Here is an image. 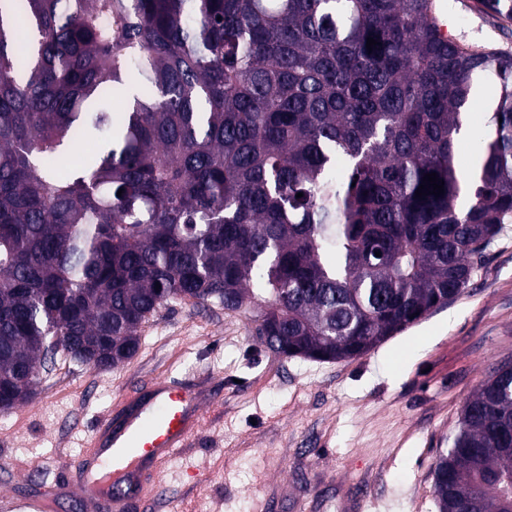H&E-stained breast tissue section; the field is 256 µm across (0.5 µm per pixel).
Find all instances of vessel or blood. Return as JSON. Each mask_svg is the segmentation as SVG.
<instances>
[{
  "label": "vessel or blood",
  "mask_w": 512,
  "mask_h": 512,
  "mask_svg": "<svg viewBox=\"0 0 512 512\" xmlns=\"http://www.w3.org/2000/svg\"><path fill=\"white\" fill-rule=\"evenodd\" d=\"M205 401L202 392L184 380L155 379L149 394L132 399L99 422L93 443L96 460L83 464L82 470L88 473L95 463L107 464L114 475L111 489L83 480L69 485L67 497L80 502L85 512H126L124 484L161 494L152 469L187 446L200 427ZM57 507L52 496L0 495V512H56Z\"/></svg>",
  "instance_id": "b4317fda"
}]
</instances>
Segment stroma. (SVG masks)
Masks as SVG:
<instances>
[{
    "instance_id": "obj_1",
    "label": "stroma",
    "mask_w": 512,
    "mask_h": 512,
    "mask_svg": "<svg viewBox=\"0 0 512 512\" xmlns=\"http://www.w3.org/2000/svg\"><path fill=\"white\" fill-rule=\"evenodd\" d=\"M450 35L512 54V24L475 0H441ZM255 311L187 301L140 329L130 361L98 373L56 358L34 397L0 413V492L51 495L79 478L99 419L171 373L219 400L190 444L160 469L162 497L127 512H438L432 468L492 364L512 357V224L462 295L367 355L280 358L256 338Z\"/></svg>"
}]
</instances>
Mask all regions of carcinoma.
<instances>
[{
  "label": "carcinoma",
  "mask_w": 512,
  "mask_h": 512,
  "mask_svg": "<svg viewBox=\"0 0 512 512\" xmlns=\"http://www.w3.org/2000/svg\"><path fill=\"white\" fill-rule=\"evenodd\" d=\"M442 26L437 0H0V411L59 352L132 359L173 300L342 361L457 298L512 224V55ZM431 172L444 194L415 196ZM510 480L504 359L435 463L439 512H512Z\"/></svg>",
  "instance_id": "1"
}]
</instances>
